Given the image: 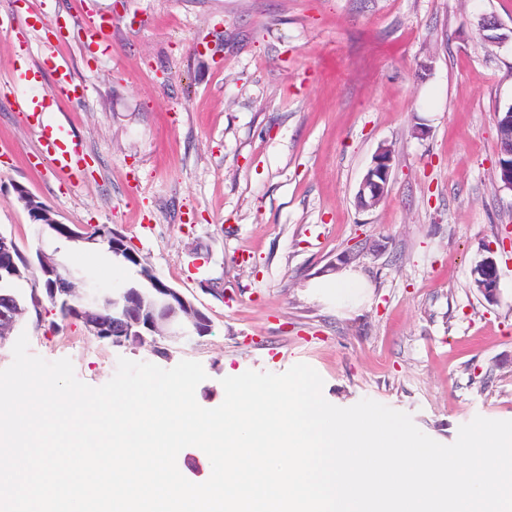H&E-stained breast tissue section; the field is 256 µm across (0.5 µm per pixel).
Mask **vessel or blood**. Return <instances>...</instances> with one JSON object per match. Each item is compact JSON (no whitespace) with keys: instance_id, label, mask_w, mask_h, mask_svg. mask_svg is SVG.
I'll list each match as a JSON object with an SVG mask.
<instances>
[{"instance_id":"1","label":"vessel or blood","mask_w":512,"mask_h":512,"mask_svg":"<svg viewBox=\"0 0 512 512\" xmlns=\"http://www.w3.org/2000/svg\"><path fill=\"white\" fill-rule=\"evenodd\" d=\"M54 73L55 79L51 89L33 98L18 97L15 105L18 111L25 114L29 123L42 127L51 145L49 156L53 166L77 179L85 171L86 153L81 144L64 135L62 127L52 120L58 101L75 93L76 88L64 66H55Z\"/></svg>"}]
</instances>
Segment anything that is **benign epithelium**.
I'll return each mask as SVG.
<instances>
[{
	"instance_id": "1",
	"label": "benign epithelium",
	"mask_w": 512,
	"mask_h": 512,
	"mask_svg": "<svg viewBox=\"0 0 512 512\" xmlns=\"http://www.w3.org/2000/svg\"><path fill=\"white\" fill-rule=\"evenodd\" d=\"M375 175L365 177L359 189L358 199L364 206L375 204L385 193L391 169V155L380 150L373 161ZM16 243L0 234V278L18 277L23 270L16 264L13 250ZM112 252L140 261L127 239L120 233L112 232ZM38 279L52 290L53 299L67 302L73 296V277L59 274L58 265L43 254L38 255V266L34 267ZM479 291L490 304L500 301L499 270L496 261L488 256L480 261ZM149 288L153 296L150 303L141 300L140 289ZM84 331L97 339L112 338L113 345L122 346L126 340L136 344L146 342L147 337L168 328V338L177 340L189 332L199 336L212 329L210 318L180 290L167 284L158 285L149 277L143 282L126 289L120 296L106 299L98 304V298L87 293L81 299L78 309Z\"/></svg>"
}]
</instances>
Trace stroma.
Wrapping results in <instances>:
<instances>
[{
    "mask_svg": "<svg viewBox=\"0 0 512 512\" xmlns=\"http://www.w3.org/2000/svg\"><path fill=\"white\" fill-rule=\"evenodd\" d=\"M111 17L109 53H93L89 18ZM512 0H0V233L21 252L74 272L76 294L118 295L138 278L102 246L34 224L27 190L62 224L108 226L143 265L211 319L208 335L112 345L58 325L50 302L19 333L77 378L107 383L119 358L169 369L200 362L196 400H224L221 380L313 367L331 404L369 398L455 442L474 417L512 420V190L498 177L497 121L512 105ZM68 66L78 89L59 119L89 170L63 179L14 104L29 73L50 88ZM387 189L359 187L381 149ZM497 248L500 301L473 284ZM352 269L368 282L356 308L318 280ZM387 149H381L375 156L373 167L378 177L366 175L359 189L358 199L364 206L375 204L385 193L391 169V155Z\"/></svg>",
    "mask_w": 512,
    "mask_h": 512,
    "instance_id": "35a3bbf8",
    "label": "stroma"
}]
</instances>
